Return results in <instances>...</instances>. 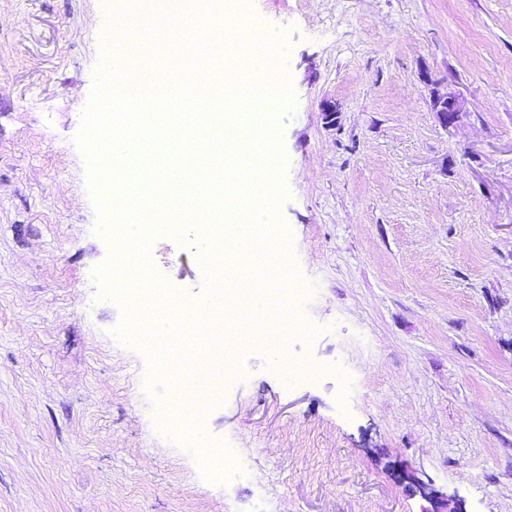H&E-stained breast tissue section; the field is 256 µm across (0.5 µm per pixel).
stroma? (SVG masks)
Wrapping results in <instances>:
<instances>
[{
    "mask_svg": "<svg viewBox=\"0 0 512 512\" xmlns=\"http://www.w3.org/2000/svg\"><path fill=\"white\" fill-rule=\"evenodd\" d=\"M284 33L296 303L316 375L250 348L171 424L98 296L76 143L103 0H0V512H512V0H223ZM453 95L443 127L433 99ZM335 103V125L320 105ZM204 299L195 245L153 240Z\"/></svg>",
    "mask_w": 512,
    "mask_h": 512,
    "instance_id": "35a3bbf8",
    "label": "stroma"
}]
</instances>
